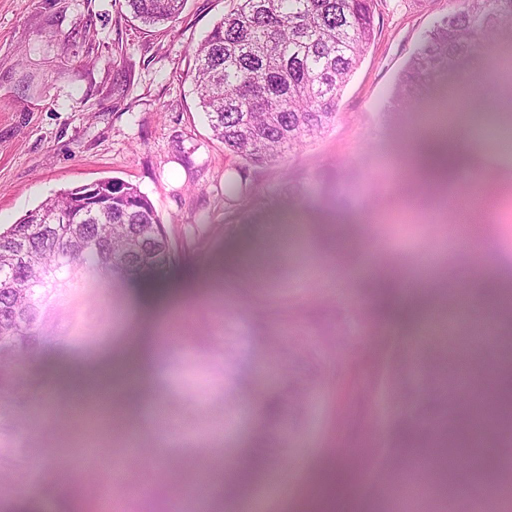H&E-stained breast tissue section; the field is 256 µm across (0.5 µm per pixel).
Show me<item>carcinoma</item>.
<instances>
[{
  "instance_id": "carcinoma-1",
  "label": "carcinoma",
  "mask_w": 512,
  "mask_h": 512,
  "mask_svg": "<svg viewBox=\"0 0 512 512\" xmlns=\"http://www.w3.org/2000/svg\"><path fill=\"white\" fill-rule=\"evenodd\" d=\"M145 24L176 19L184 0H126ZM378 0H234L208 37L194 49L192 81L213 137L245 166L261 168L328 129L343 89L375 31ZM453 24L438 22L408 61L394 94L410 92L423 79L488 45L512 19V0H458ZM500 152L512 157V113H504ZM112 203L90 209L82 188L63 191L0 229V406L14 401L22 374L47 340L44 326L69 297L80 275L106 281L117 274L158 269L170 249L150 200L137 187L116 180ZM67 216L66 224L39 217ZM407 346L396 336L380 339L365 388L388 382L404 413L390 429L389 457L409 454L415 474H440L444 508L466 507L484 488L512 502V462L476 448L480 423L492 439L512 443V369L494 379L466 373L445 387L442 372L426 375L423 396L412 398L404 370ZM18 449L0 440V481Z\"/></svg>"
}]
</instances>
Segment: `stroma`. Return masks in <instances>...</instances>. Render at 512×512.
Here are the masks:
<instances>
[{
    "instance_id": "35a3bbf8",
    "label": "stroma",
    "mask_w": 512,
    "mask_h": 512,
    "mask_svg": "<svg viewBox=\"0 0 512 512\" xmlns=\"http://www.w3.org/2000/svg\"><path fill=\"white\" fill-rule=\"evenodd\" d=\"M230 7L186 0L176 21L149 27L126 0H0V226L61 191L116 179L149 198L172 254L164 272L103 282L54 316L34 371L53 394L47 417L33 400L0 414L19 450L0 512H43L84 430L70 377L142 338L157 339L150 383L113 389L103 437L125 463L120 512H170L203 468L212 488L197 512H251L254 501L314 512L339 465L352 478L350 512H434L433 478L409 493L385 473L400 405L362 382L379 337L399 330L427 364L432 348L459 354L472 325L494 320L493 352L512 367V322L476 289L482 275L512 273V195L461 226L433 200L461 196L474 170L433 189L409 163L424 137L419 106L465 78L471 100L491 98L483 76L496 47L396 98L407 61L455 4L378 0L335 124L244 167L213 138L189 78L194 47ZM383 277L422 287L397 328L370 315ZM339 331L344 344L328 348ZM297 391L307 399L286 424L267 418L269 397Z\"/></svg>"
}]
</instances>
